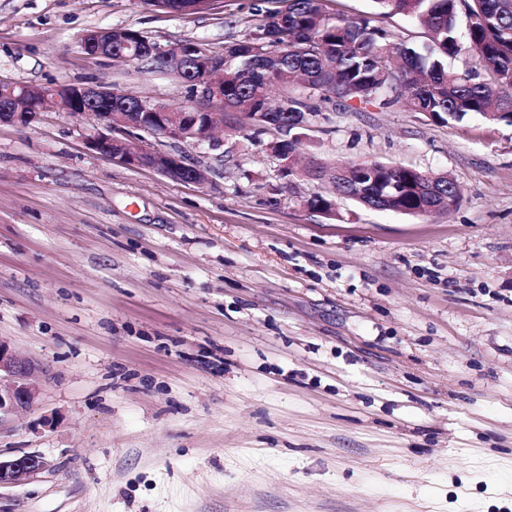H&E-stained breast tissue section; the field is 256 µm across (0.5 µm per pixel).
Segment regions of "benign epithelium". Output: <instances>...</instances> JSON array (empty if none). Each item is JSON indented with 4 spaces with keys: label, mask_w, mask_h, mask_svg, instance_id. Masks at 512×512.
Listing matches in <instances>:
<instances>
[{
    "label": "benign epithelium",
    "mask_w": 512,
    "mask_h": 512,
    "mask_svg": "<svg viewBox=\"0 0 512 512\" xmlns=\"http://www.w3.org/2000/svg\"><path fill=\"white\" fill-rule=\"evenodd\" d=\"M111 46L112 30L105 29L95 32L94 39L85 43L84 50L92 56L105 57ZM57 93L70 102L67 116L94 121L95 131L86 141L88 148L125 165L152 169L181 183L201 186L208 182L207 172L196 165L194 172L185 173L190 166L184 156L150 150L142 145L143 136L148 135L158 140H175L189 147L206 145L211 150L221 149L224 140L212 136L209 120L214 109L224 108V93L208 79L197 80L192 91L193 111L186 113L193 131L190 140L182 129L167 121L165 112L144 113L135 128L117 114L99 109V101L110 100L121 93L110 85L61 84L57 86ZM39 116L38 112L14 110L8 100L0 102V123L23 125ZM42 374L43 368L38 362L19 354L9 342L0 339V424L22 415L35 404ZM47 466L46 459L37 453L0 458V486L22 484Z\"/></svg>",
    "instance_id": "benign-epithelium-1"
}]
</instances>
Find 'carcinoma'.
I'll return each mask as SVG.
<instances>
[{"label": "carcinoma", "instance_id": "carcinoma-1", "mask_svg": "<svg viewBox=\"0 0 512 512\" xmlns=\"http://www.w3.org/2000/svg\"><path fill=\"white\" fill-rule=\"evenodd\" d=\"M164 12H191L205 0H146ZM284 10H265L244 37L224 45L223 52L191 43L183 60L186 79H196L203 60L224 59V111L255 115L252 136L268 128L282 138L269 144L284 163L280 176L290 184L297 173L288 160L298 152L303 124L319 112V103L357 101L363 107L400 105L436 124L447 126L469 114L496 112L512 117V0H374L382 14H400L425 27L429 43L418 48L378 27L370 17L347 18L328 11L323 0H285ZM153 42L136 30L112 49L137 60ZM464 53L477 58L485 77L448 66ZM333 193L391 212L424 214L448 209L459 201L460 186L437 174L434 190H424L426 172L409 166L373 163L367 172L356 164L334 163L309 172Z\"/></svg>", "mask_w": 512, "mask_h": 512}]
</instances>
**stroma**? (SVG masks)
Instances as JSON below:
<instances>
[{
    "label": "stroma",
    "mask_w": 512,
    "mask_h": 512,
    "mask_svg": "<svg viewBox=\"0 0 512 512\" xmlns=\"http://www.w3.org/2000/svg\"><path fill=\"white\" fill-rule=\"evenodd\" d=\"M273 0H0V81L103 82L189 104L182 80L87 55L91 30L164 48L241 39ZM89 121L0 123V338L45 367L0 456L45 470L0 512H512V124L323 107L303 163L450 175L411 216L285 185L271 134L147 139L170 180L88 149Z\"/></svg>",
    "instance_id": "stroma-1"
}]
</instances>
